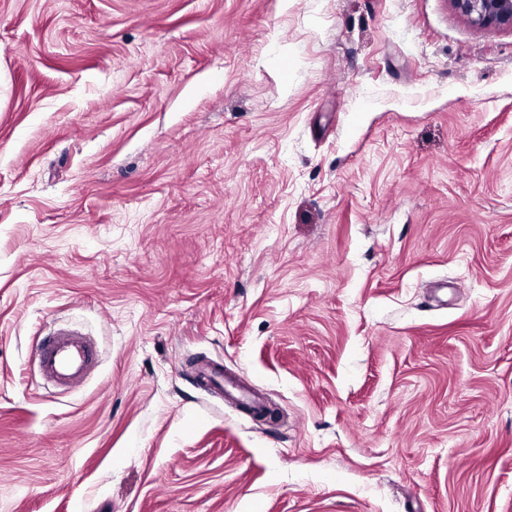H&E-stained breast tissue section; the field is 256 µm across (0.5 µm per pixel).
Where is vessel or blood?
Listing matches in <instances>:
<instances>
[{
  "mask_svg": "<svg viewBox=\"0 0 512 512\" xmlns=\"http://www.w3.org/2000/svg\"><path fill=\"white\" fill-rule=\"evenodd\" d=\"M43 373L57 384L84 374L92 365L96 350L89 342L67 333L46 337L36 348Z\"/></svg>",
  "mask_w": 512,
  "mask_h": 512,
  "instance_id": "obj_1",
  "label": "vessel or blood"
}]
</instances>
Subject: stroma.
<instances>
[{
    "mask_svg": "<svg viewBox=\"0 0 512 512\" xmlns=\"http://www.w3.org/2000/svg\"><path fill=\"white\" fill-rule=\"evenodd\" d=\"M0 512H512V29L0 0ZM67 333L46 337L36 348L43 373L56 384H66L92 365L96 350L89 342Z\"/></svg>",
    "mask_w": 512,
    "mask_h": 512,
    "instance_id": "obj_1",
    "label": "stroma"
}]
</instances>
